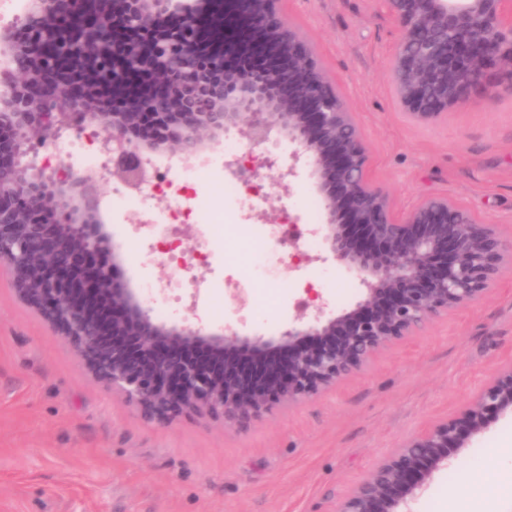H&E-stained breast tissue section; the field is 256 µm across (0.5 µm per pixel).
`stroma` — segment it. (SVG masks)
Wrapping results in <instances>:
<instances>
[{
    "instance_id": "stroma-1",
    "label": "stroma",
    "mask_w": 512,
    "mask_h": 512,
    "mask_svg": "<svg viewBox=\"0 0 512 512\" xmlns=\"http://www.w3.org/2000/svg\"><path fill=\"white\" fill-rule=\"evenodd\" d=\"M283 21L315 50L358 122L370 176L404 216L431 196L460 202L512 233V85L501 63L486 65L465 106L435 123L406 120L391 78L400 31L385 0H279ZM125 252L132 287L184 274L204 282L189 312L209 328L278 335L315 288L333 311L361 296L345 266L306 264L281 247L262 276L225 263L229 239L207 262L179 267L132 237L138 211L112 198V166L88 169ZM319 196L297 177L289 199L263 190L259 213L279 223L310 220ZM230 289H222V282ZM512 360V269L479 301L441 316L418 335L380 350L336 386L273 408L248 429L217 420H145L82 366L54 329L15 296L0 267V512H336L374 463L420 428L460 415ZM512 444V419L494 420L447 468L434 473L413 512H448V496L472 490L480 507L512 512V473L498 450Z\"/></svg>"
}]
</instances>
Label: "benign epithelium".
Masks as SVG:
<instances>
[{
  "label": "benign epithelium",
  "instance_id": "1",
  "mask_svg": "<svg viewBox=\"0 0 512 512\" xmlns=\"http://www.w3.org/2000/svg\"><path fill=\"white\" fill-rule=\"evenodd\" d=\"M212 0H24L0 27V266L17 297L53 327L105 387L159 423L192 415L245 429L274 404L310 398L360 370L384 346L412 336L443 314L480 300L512 269V238L446 196L421 202L403 218L368 174L369 156L354 112L318 66L316 53L278 13V0H231L265 41L263 52L288 61L275 69L229 67L198 57ZM400 29L391 66L405 117L430 124L467 102L484 66H506L512 88V0H387ZM150 72L158 92L123 112L45 76L76 59L94 64L99 83ZM150 115L160 134L139 137ZM242 134L259 147L276 135L292 146L272 176L291 184L306 171L323 201L316 232L326 256L352 271L362 294L337 314L320 306L295 314L276 339L219 330L185 318L153 320L150 302L120 278L121 248L106 230L93 177L50 169L26 146L105 133L103 149L122 182H146L143 163L189 162ZM269 155L226 164L246 184L271 170ZM112 264L90 268L97 253ZM512 415V363L456 418L430 424L375 463L336 512H405L433 473L485 432L492 416Z\"/></svg>",
  "mask_w": 512,
  "mask_h": 512
}]
</instances>
